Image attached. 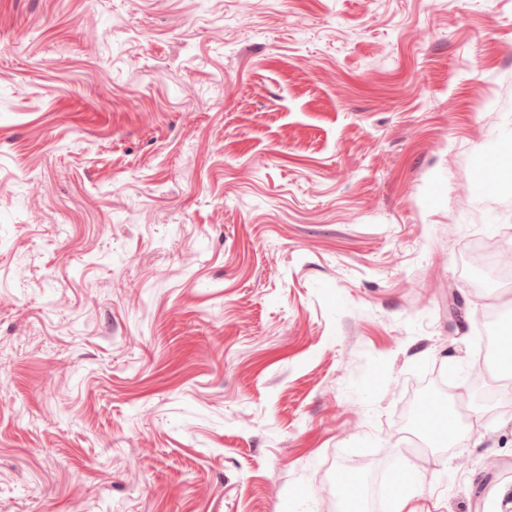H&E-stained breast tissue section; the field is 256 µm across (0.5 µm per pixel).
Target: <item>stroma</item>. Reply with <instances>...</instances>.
<instances>
[{"label": "stroma", "instance_id": "obj_1", "mask_svg": "<svg viewBox=\"0 0 512 512\" xmlns=\"http://www.w3.org/2000/svg\"><path fill=\"white\" fill-rule=\"evenodd\" d=\"M500 177L512 0H0V512H338L408 443L502 512ZM470 283L483 285L501 275H507L508 270L501 267L497 262V255L490 251H481L477 254L471 270Z\"/></svg>", "mask_w": 512, "mask_h": 512}]
</instances>
